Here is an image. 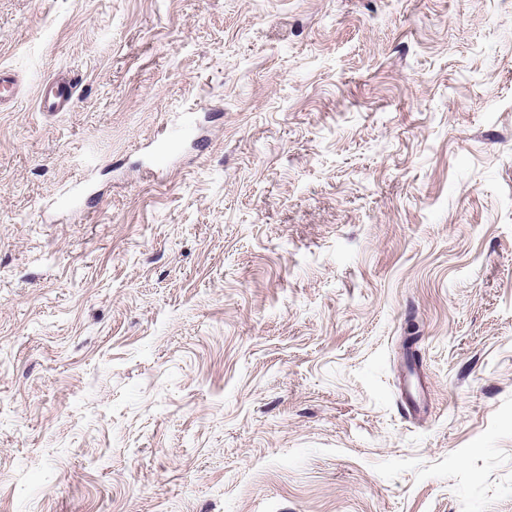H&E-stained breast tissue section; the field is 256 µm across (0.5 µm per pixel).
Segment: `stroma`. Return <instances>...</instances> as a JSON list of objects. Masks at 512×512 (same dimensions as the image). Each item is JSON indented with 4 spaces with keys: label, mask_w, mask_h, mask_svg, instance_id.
Instances as JSON below:
<instances>
[{
    "label": "stroma",
    "mask_w": 512,
    "mask_h": 512,
    "mask_svg": "<svg viewBox=\"0 0 512 512\" xmlns=\"http://www.w3.org/2000/svg\"><path fill=\"white\" fill-rule=\"evenodd\" d=\"M0 67V512H512V0H0ZM76 89L75 76L44 81L41 84L39 106L46 112H67L73 106Z\"/></svg>",
    "instance_id": "35a3bbf8"
}]
</instances>
